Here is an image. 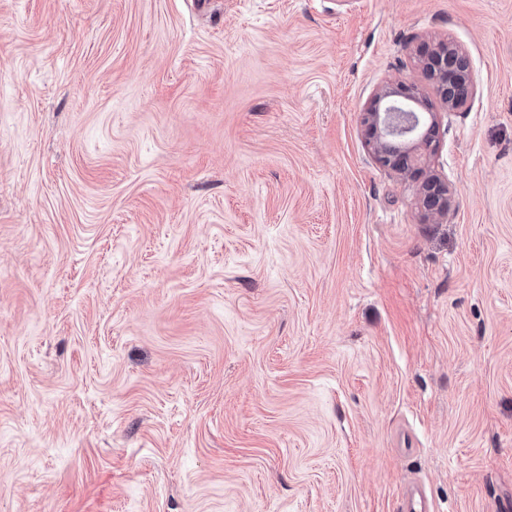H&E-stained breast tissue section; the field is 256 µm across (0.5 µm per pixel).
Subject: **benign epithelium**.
I'll return each instance as SVG.
<instances>
[{
    "label": "benign epithelium",
    "instance_id": "1",
    "mask_svg": "<svg viewBox=\"0 0 512 512\" xmlns=\"http://www.w3.org/2000/svg\"><path fill=\"white\" fill-rule=\"evenodd\" d=\"M421 68L431 89L444 108L455 111L474 94L473 84L462 89L448 87V71L466 65V56L456 46L444 42L421 50ZM437 113L430 111L425 95L414 84L399 83L381 88L363 112L362 122L377 161L394 170L406 169L407 160H419L433 152ZM422 205L438 217L448 210V190L441 183L423 188Z\"/></svg>",
    "mask_w": 512,
    "mask_h": 512
}]
</instances>
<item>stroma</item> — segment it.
Listing matches in <instances>:
<instances>
[{
    "label": "stroma",
    "instance_id": "35a3bbf8",
    "mask_svg": "<svg viewBox=\"0 0 512 512\" xmlns=\"http://www.w3.org/2000/svg\"><path fill=\"white\" fill-rule=\"evenodd\" d=\"M450 41L429 173L361 114ZM512 507V0H0V512ZM467 57L456 46L448 42L435 46H426L421 50V68L425 78L429 81L431 89L448 112L455 111L465 105L469 96L474 94L472 81L462 89L448 87L446 77L448 69L467 65ZM423 207L435 217L442 216L448 210V190L441 183H427L422 193ZM427 499L419 485L408 487L402 495L399 512H428Z\"/></svg>",
    "mask_w": 512,
    "mask_h": 512
}]
</instances>
